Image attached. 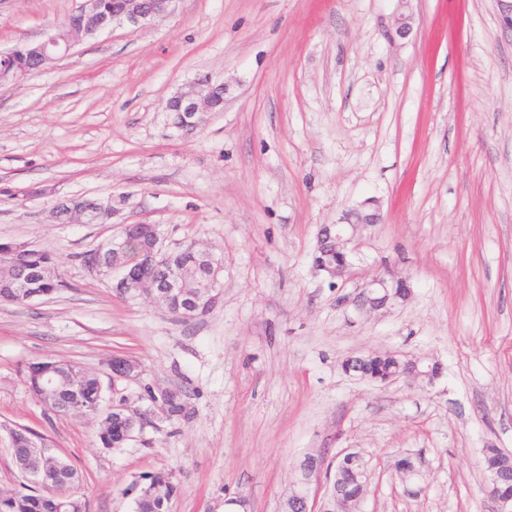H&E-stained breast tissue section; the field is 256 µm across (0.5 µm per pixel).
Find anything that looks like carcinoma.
I'll return each instance as SVG.
<instances>
[{"instance_id":"1","label":"carcinoma","mask_w":512,"mask_h":512,"mask_svg":"<svg viewBox=\"0 0 512 512\" xmlns=\"http://www.w3.org/2000/svg\"><path fill=\"white\" fill-rule=\"evenodd\" d=\"M42 61L36 55H29L19 62L0 59V73L3 72L12 78L23 76L27 69H38ZM133 247L126 256L129 266L146 281H158L165 276L167 265L164 263L143 266L138 260L142 252H147L152 246L150 234L145 225L132 229ZM176 260L185 270L184 287L189 293L197 297L199 305L198 316L209 313L207 303L209 296L203 294L201 283L211 274L213 257L210 253L199 248L188 246L177 251ZM54 267V258L51 253L35 249L24 256L18 266L0 265V302L10 304H26L27 293L34 291L56 292L64 287L60 277H48V270ZM354 365L367 380H373L378 375H405L412 376L420 370L438 373L439 367L433 366L429 370L424 365L416 366L413 360L402 358L390 352H375L366 359L349 358L343 366ZM61 379L57 390L45 395L42 393L43 380L47 377L46 371ZM24 382L29 392L36 399L60 416H68L74 412L85 416H102L97 443L102 448H118L122 445L120 435L112 429V414L103 413L104 397L99 390V377L76 364L63 360L42 361L29 365L25 373ZM46 445V438L33 430L19 436L14 443L13 454L21 463L29 464L35 470L46 473L50 482H67L75 487V495L68 505L59 508L57 502L45 491L35 492L29 489H17L7 494L6 503L10 512H88L89 505L85 494L77 487V472L60 458L47 454L41 456L34 451L35 443ZM485 466L499 467L512 474V456L494 446L484 449ZM340 482L347 489L348 499L357 502L365 490V475L356 463H346L340 471ZM135 512H166L161 496L141 495L136 501Z\"/></svg>"}]
</instances>
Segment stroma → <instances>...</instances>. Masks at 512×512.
<instances>
[{"label": "stroma", "instance_id": "1", "mask_svg": "<svg viewBox=\"0 0 512 512\" xmlns=\"http://www.w3.org/2000/svg\"><path fill=\"white\" fill-rule=\"evenodd\" d=\"M79 0H5L0 50L39 39ZM407 38L394 35L401 12ZM224 109L191 133L164 106L198 74ZM61 197L111 198L108 224H53ZM382 223L352 278L313 271L320 225L367 198ZM220 261L221 298L182 323L125 302L81 253L123 225ZM0 242L56 255L64 289L0 302V491L19 486L7 431L47 436L89 512H133L173 470L167 512H280L306 454H365L361 512H496L482 450L512 454V32L498 0H173L149 25L114 24L46 71L0 87ZM413 295L354 301L385 265ZM436 361L428 386L346 374L348 357ZM126 356L140 379L113 380ZM48 358L96 372L105 398L181 390L193 417L153 412L121 448L98 422L55 415L23 370ZM423 463L407 494L392 464Z\"/></svg>", "mask_w": 512, "mask_h": 512}]
</instances>
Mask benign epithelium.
Returning <instances> with one entry per match:
<instances>
[{"instance_id": "1", "label": "benign epithelium", "mask_w": 512, "mask_h": 512, "mask_svg": "<svg viewBox=\"0 0 512 512\" xmlns=\"http://www.w3.org/2000/svg\"><path fill=\"white\" fill-rule=\"evenodd\" d=\"M171 2L172 0H163L161 10L155 12L129 4L122 11L112 14L110 18L104 16L97 19L89 29L72 30L71 37L63 42L47 37L37 46L32 47L26 41H19L0 56L5 58L34 52L40 55L43 66L48 68L68 54L77 43L92 38L111 27L116 21H127L134 26H142L163 18L167 14ZM214 87L213 78L204 75L195 79L186 90L177 93L174 107L181 112V117L185 122L193 121V117L201 112L212 110L210 94ZM380 221V214L375 208L374 201L368 200L361 206L347 211L339 223L320 225L315 251L324 257L327 251L333 250L339 255L340 260L336 263H330L323 259L316 261L313 265L315 272L323 273L336 280L351 277L353 263L350 258L349 245L363 229L378 224ZM128 242L127 238L119 242L109 239L86 252L82 256V263L89 272L99 276H110L113 270L119 269L121 277L117 280L116 287L123 289L125 295L137 298L146 295L152 298L154 291L140 289L137 278L127 272L125 255ZM168 266L170 273L167 284L164 285L163 294L186 296L184 271L171 262L168 263ZM411 296L412 290L408 278L398 275L392 269H387L366 283L364 289L356 297L355 304L362 311L375 313L403 304ZM112 373L115 380L130 381L139 376L141 366L134 360H125L120 364H112ZM110 411L115 421V427L127 441L131 440L135 432L144 425L145 414L139 409L132 408L129 399L125 396L112 399ZM347 454H349L347 450L340 452L328 463L319 454L307 455L300 463L298 474L292 483V489L283 502L284 512H333V507L339 505L348 512L350 510L349 500L344 495L337 473V468ZM392 469L405 483L420 475V467L406 455L400 456L394 462ZM323 472L327 475L326 500L324 506L317 511L315 510V501L311 500L310 496L311 486ZM508 480L509 473L499 469L493 470L489 473V480L484 488L485 494L498 504V512H512V494L502 489V485Z\"/></svg>"}]
</instances>
